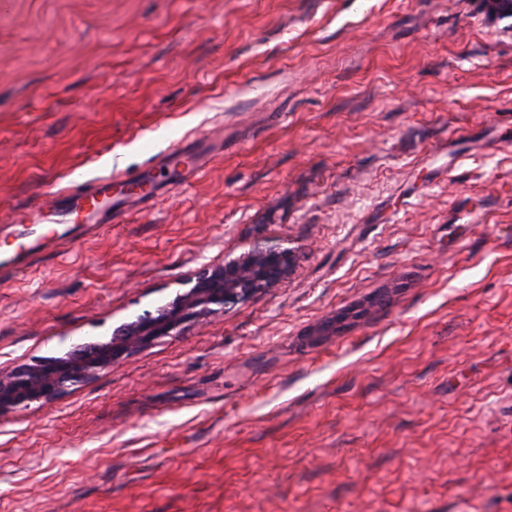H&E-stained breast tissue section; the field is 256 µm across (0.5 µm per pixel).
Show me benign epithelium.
Wrapping results in <instances>:
<instances>
[{"mask_svg": "<svg viewBox=\"0 0 512 512\" xmlns=\"http://www.w3.org/2000/svg\"><path fill=\"white\" fill-rule=\"evenodd\" d=\"M291 265L288 250L257 242L242 255L195 274L188 279V290L158 312L116 327L109 339L79 343L59 358H41L1 371L0 416L57 399L69 387L92 379L112 363L161 338L178 335L186 323L222 311L280 281Z\"/></svg>", "mask_w": 512, "mask_h": 512, "instance_id": "obj_1", "label": "benign epithelium"}]
</instances>
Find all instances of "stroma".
I'll list each match as a JSON object with an SVG mask.
<instances>
[{"mask_svg":"<svg viewBox=\"0 0 512 512\" xmlns=\"http://www.w3.org/2000/svg\"><path fill=\"white\" fill-rule=\"evenodd\" d=\"M196 137L188 185L0 282V369L258 239L289 274L0 417V512H512V16L0 0V253L47 189Z\"/></svg>","mask_w":512,"mask_h":512,"instance_id":"1","label":"stroma"}]
</instances>
